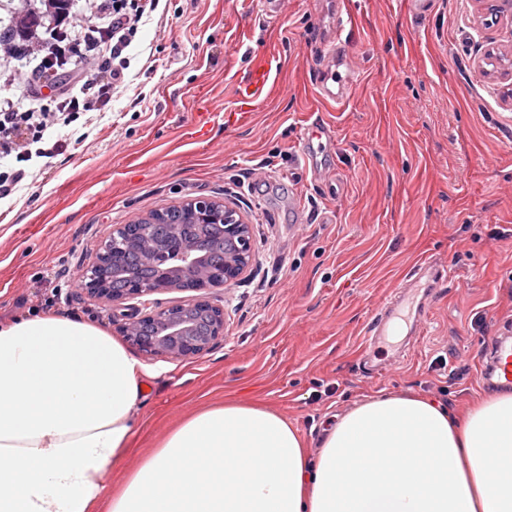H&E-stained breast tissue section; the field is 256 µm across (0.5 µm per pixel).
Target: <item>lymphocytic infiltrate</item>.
<instances>
[{"label": "lymphocytic infiltrate", "instance_id": "lymphocytic-infiltrate-1", "mask_svg": "<svg viewBox=\"0 0 512 512\" xmlns=\"http://www.w3.org/2000/svg\"><path fill=\"white\" fill-rule=\"evenodd\" d=\"M159 2L110 0L90 14L59 13L49 39L31 54L35 66L20 74L28 93L0 96V202L10 200L28 177L29 162L62 151L61 142L44 145L51 128L77 121L88 126L101 117L126 82L127 48ZM65 66L91 71L93 78L78 89L58 90Z\"/></svg>", "mask_w": 512, "mask_h": 512}]
</instances>
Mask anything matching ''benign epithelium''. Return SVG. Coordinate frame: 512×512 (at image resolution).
Instances as JSON below:
<instances>
[{
    "mask_svg": "<svg viewBox=\"0 0 512 512\" xmlns=\"http://www.w3.org/2000/svg\"><path fill=\"white\" fill-rule=\"evenodd\" d=\"M478 4L483 14L512 20V0H478ZM188 204L194 219L201 223L224 218V237L233 242L234 250L226 255L223 268H214L210 252L195 240L177 233L157 236L149 224L139 225L133 234L129 233L130 225L114 224L101 241L94 261L80 270L82 288L90 297L112 307L126 342L153 357H198L225 335L224 308L201 296L164 306L152 299L153 295L169 290L226 288L242 278L253 259L251 225L236 209L209 198L191 199ZM120 242L132 244L156 269L153 284L146 287L131 276L128 287H110L112 270L121 263ZM199 305L210 308L205 330L188 314Z\"/></svg>",
    "mask_w": 512,
    "mask_h": 512,
    "instance_id": "benign-epithelium-1",
    "label": "benign epithelium"
}]
</instances>
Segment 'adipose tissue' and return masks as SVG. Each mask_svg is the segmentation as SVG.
<instances>
[{"instance_id":"1","label":"adipose tissue","mask_w":512,"mask_h":512,"mask_svg":"<svg viewBox=\"0 0 512 512\" xmlns=\"http://www.w3.org/2000/svg\"><path fill=\"white\" fill-rule=\"evenodd\" d=\"M142 366L102 326L0 323V512H512V387L464 416L414 392L355 402L309 451L228 401L185 417L117 490Z\"/></svg>"}]
</instances>
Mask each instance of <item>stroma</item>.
Masks as SVG:
<instances>
[{
  "label": "stroma",
  "instance_id": "1",
  "mask_svg": "<svg viewBox=\"0 0 512 512\" xmlns=\"http://www.w3.org/2000/svg\"><path fill=\"white\" fill-rule=\"evenodd\" d=\"M161 0L129 51L125 86L85 138L37 162L0 213V322L32 309L120 337L77 286L111 225L195 197L252 226L248 272L204 296L226 335L184 360L140 356L139 458L204 407L255 398L313 440L362 395L414 390L463 410L487 392L488 344L512 322V102L477 67L512 57V23L476 0ZM355 74L323 98L314 60ZM267 55L273 87L250 123L229 122L237 82ZM431 259L448 273L428 320L371 346L379 301Z\"/></svg>",
  "mask_w": 512,
  "mask_h": 512
}]
</instances>
